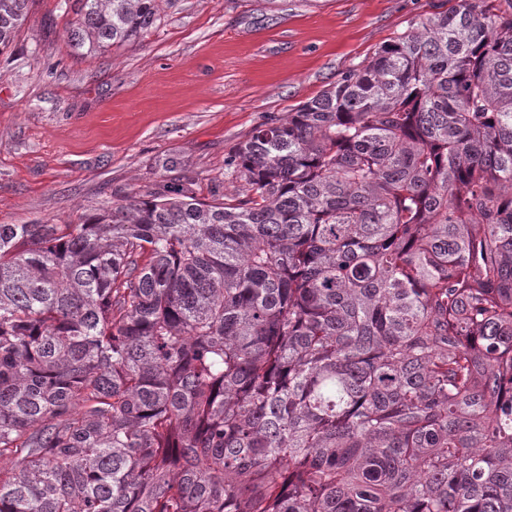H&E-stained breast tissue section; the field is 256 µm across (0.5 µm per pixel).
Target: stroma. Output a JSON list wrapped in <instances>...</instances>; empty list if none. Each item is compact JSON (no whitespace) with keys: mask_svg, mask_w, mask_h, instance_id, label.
I'll use <instances>...</instances> for the list:
<instances>
[{"mask_svg":"<svg viewBox=\"0 0 512 512\" xmlns=\"http://www.w3.org/2000/svg\"><path fill=\"white\" fill-rule=\"evenodd\" d=\"M65 0H32L0 54V224H80L163 180L173 158L239 185L224 162L284 117L456 0H164L139 38L101 54L71 45Z\"/></svg>","mask_w":512,"mask_h":512,"instance_id":"1","label":"stroma"}]
</instances>
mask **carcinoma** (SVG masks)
Wrapping results in <instances>:
<instances>
[{
    "instance_id": "obj_1",
    "label": "carcinoma",
    "mask_w": 512,
    "mask_h": 512,
    "mask_svg": "<svg viewBox=\"0 0 512 512\" xmlns=\"http://www.w3.org/2000/svg\"><path fill=\"white\" fill-rule=\"evenodd\" d=\"M29 0H0V54ZM105 51L161 0H72ZM0 224V512H512V0H457L224 163Z\"/></svg>"
}]
</instances>
